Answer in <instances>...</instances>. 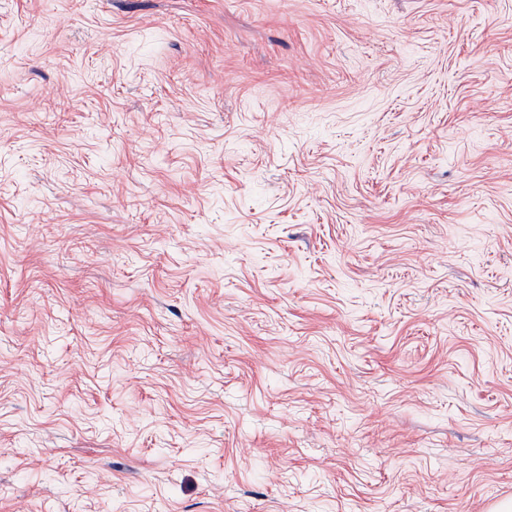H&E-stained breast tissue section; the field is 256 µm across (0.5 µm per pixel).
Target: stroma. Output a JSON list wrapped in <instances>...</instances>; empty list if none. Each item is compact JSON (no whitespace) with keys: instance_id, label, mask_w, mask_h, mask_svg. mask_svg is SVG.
<instances>
[{"instance_id":"obj_1","label":"stroma","mask_w":512,"mask_h":512,"mask_svg":"<svg viewBox=\"0 0 512 512\" xmlns=\"http://www.w3.org/2000/svg\"><path fill=\"white\" fill-rule=\"evenodd\" d=\"M512 500V0H0V512Z\"/></svg>"}]
</instances>
